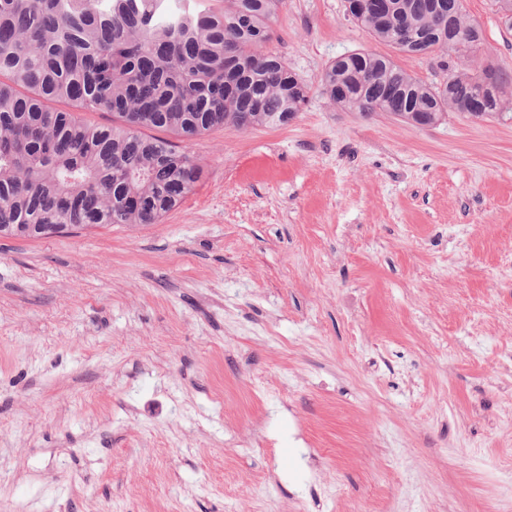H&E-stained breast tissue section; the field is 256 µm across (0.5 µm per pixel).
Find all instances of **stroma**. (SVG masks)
<instances>
[{
  "mask_svg": "<svg viewBox=\"0 0 512 512\" xmlns=\"http://www.w3.org/2000/svg\"><path fill=\"white\" fill-rule=\"evenodd\" d=\"M268 47L302 111L187 143L160 223L0 238V512H512V102L330 104L346 53L434 78L344 0H285Z\"/></svg>",
  "mask_w": 512,
  "mask_h": 512,
  "instance_id": "stroma-1",
  "label": "stroma"
}]
</instances>
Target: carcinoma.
<instances>
[{"mask_svg": "<svg viewBox=\"0 0 512 512\" xmlns=\"http://www.w3.org/2000/svg\"><path fill=\"white\" fill-rule=\"evenodd\" d=\"M284 0H0V235L40 238L105 224H156L203 169L146 128L192 141L224 126L288 123L307 100L284 57L263 46ZM347 14L442 72L425 82L391 58L352 52L322 73L330 102L421 125L454 112L501 116L508 78L472 65L481 38L461 0H378ZM110 112L92 125L51 106Z\"/></svg>", "mask_w": 512, "mask_h": 512, "instance_id": "1", "label": "carcinoma"}]
</instances>
